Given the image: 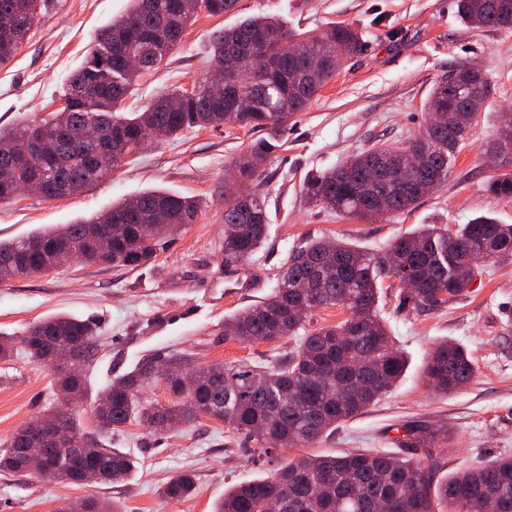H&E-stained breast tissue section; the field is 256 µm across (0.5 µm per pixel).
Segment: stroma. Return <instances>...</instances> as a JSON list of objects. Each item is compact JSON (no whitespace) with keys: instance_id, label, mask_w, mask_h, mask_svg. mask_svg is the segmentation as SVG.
<instances>
[{"instance_id":"1","label":"stroma","mask_w":512,"mask_h":512,"mask_svg":"<svg viewBox=\"0 0 512 512\" xmlns=\"http://www.w3.org/2000/svg\"><path fill=\"white\" fill-rule=\"evenodd\" d=\"M10 62L0 66V128L48 117L66 79L83 62L100 31L124 14L129 0H48ZM251 16H271L304 33L348 25L362 36L361 51L341 61L335 77L304 111L295 114L255 180L268 217L263 246L238 266L224 264V181L233 162L263 131L225 126L193 128L178 138H150L134 156L82 194L46 199L29 194L0 204V240L12 241L56 224L88 219L112 202L158 188L196 198L198 218L157 245V257L136 269L71 261L48 275L0 282V336L15 346L0 361V445L31 417L61 407L91 433L94 408L112 381L146 357L181 352L196 363H248L268 367L297 342L250 345L225 339L224 322L237 310L267 298L291 253L330 238L371 252L422 224L454 231L478 216L512 224V197L490 193L484 151L512 114V29L466 24L457 0H237L219 16L199 11L180 44L133 86L127 111H142L158 94L198 85L210 65L213 34ZM468 67L488 82L448 180L412 212L361 221L308 201L304 183L359 151L399 146L418 136L435 83ZM398 283L381 288L378 312L407 366L390 391L360 416L322 440L281 449V458L338 454L352 449L398 452L403 423L448 426L451 441L438 451L433 473L441 483L489 460L512 456V257L485 264L467 292L444 306L418 311L404 304ZM67 313L93 321L98 352L81 367L83 399L63 403L49 366L31 361L19 346L40 319ZM469 352L475 376L442 394L424 373L428 354L442 341ZM102 443L134 462L118 484L75 486L37 473L0 471V512H59L87 497L120 512H213L225 491L267 476L255 460L257 441L202 418L158 433L132 422ZM195 476L196 492L173 501L162 488L181 471Z\"/></svg>"}]
</instances>
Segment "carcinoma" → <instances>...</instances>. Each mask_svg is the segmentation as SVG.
<instances>
[{
    "mask_svg": "<svg viewBox=\"0 0 512 512\" xmlns=\"http://www.w3.org/2000/svg\"><path fill=\"white\" fill-rule=\"evenodd\" d=\"M0 0V65L7 63L32 26L39 22L43 0ZM126 13L100 33L96 46L67 79L63 99L68 107L31 126L41 130L38 161L14 166L22 151L17 134L0 130V203L15 198L23 182L54 174V184L76 192L96 185L121 165L124 144H146L156 127L169 137L196 127L271 129L277 133L307 108L336 76L341 59L361 50L358 33L339 26L328 33L300 35L273 17H252L220 31L211 40L210 72L224 69L244 52L228 83L252 102L244 110L236 98L220 91L192 97L183 89L158 95L141 112L127 115L122 103L131 87L154 70L179 45L202 9L210 15L231 11L237 0H130ZM464 19L478 27L512 28V0H459ZM137 45L139 63L123 61L122 48ZM487 83L476 70L462 69L438 81L431 93L429 115L454 104L459 95L481 106ZM473 112H449L444 124L426 126L408 146L381 147L357 153L334 169L311 177L305 195L323 207L358 219L412 210L429 192L448 180L460 144L471 132ZM101 131L102 148L76 144L69 132L88 121ZM276 144H254L236 162L237 183L224 184V264L249 259L267 235L264 201L251 196L248 185L263 168ZM496 169L488 190L512 197V148L494 144L486 152ZM194 198L151 189L121 199L103 214L86 221L47 228L11 242L0 241V255L19 260L0 265V281L52 272L78 259L85 264L137 268L153 262L156 245L196 222ZM108 224L127 230L109 238ZM512 255V224L479 216L453 233L423 224L374 254L342 240L317 239L292 253L278 276L274 293L224 321V339L252 344L300 336L290 355L270 367L217 362L198 365L175 353L169 359V405L144 403L139 391L153 379L155 359L143 361L130 374L112 382L95 409L101 430L137 421L158 432L208 417L264 444L258 458L276 463L266 478L244 483L224 495L214 512H270L280 501L284 512H512V458L501 457L470 468L436 488L433 452L452 438L445 426L421 422L403 425L399 446L424 449L421 457L356 451L281 460L282 445L304 446L332 433L376 403L399 380L407 360L398 350L376 310L380 283L410 277L413 288L404 302L419 310L436 309L468 290L482 266ZM341 306L350 315L331 326L309 330L305 318L319 308ZM304 334H299V331ZM22 349L35 362L53 366L55 387L66 399L83 391L79 367L97 353L92 322L68 314L46 317L27 329ZM425 372L431 387L448 393L470 382L475 365L461 346L443 341L428 355ZM40 448L46 463L57 466L59 479L90 486L121 483L131 461L104 448L83 433L64 410L31 418L0 450V471L27 473L28 450ZM195 491L193 475H172L163 494L185 499ZM67 512H119L107 502L83 499Z\"/></svg>",
    "mask_w": 512,
    "mask_h": 512,
    "instance_id": "carcinoma-1",
    "label": "carcinoma"
}]
</instances>
